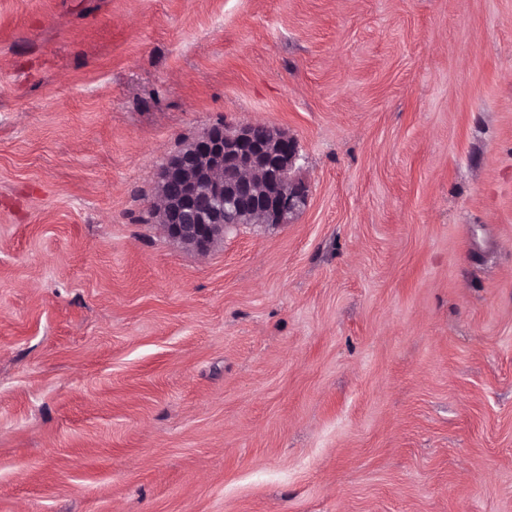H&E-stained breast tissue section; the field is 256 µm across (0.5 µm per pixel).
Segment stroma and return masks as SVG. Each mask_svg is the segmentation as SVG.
<instances>
[{
  "instance_id": "1",
  "label": "stroma",
  "mask_w": 512,
  "mask_h": 512,
  "mask_svg": "<svg viewBox=\"0 0 512 512\" xmlns=\"http://www.w3.org/2000/svg\"><path fill=\"white\" fill-rule=\"evenodd\" d=\"M249 123L307 206L172 241ZM0 512H512V0H0ZM296 159L293 141L278 129L213 127L161 167L153 213L170 239L199 252L230 224L288 223L309 199L291 174Z\"/></svg>"
}]
</instances>
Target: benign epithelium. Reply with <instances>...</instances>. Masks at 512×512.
Segmentation results:
<instances>
[{
  "label": "benign epithelium",
  "instance_id": "obj_1",
  "mask_svg": "<svg viewBox=\"0 0 512 512\" xmlns=\"http://www.w3.org/2000/svg\"><path fill=\"white\" fill-rule=\"evenodd\" d=\"M256 128L213 127L161 167L153 213L170 239L205 252L231 224H286L307 206L293 141Z\"/></svg>",
  "mask_w": 512,
  "mask_h": 512
}]
</instances>
